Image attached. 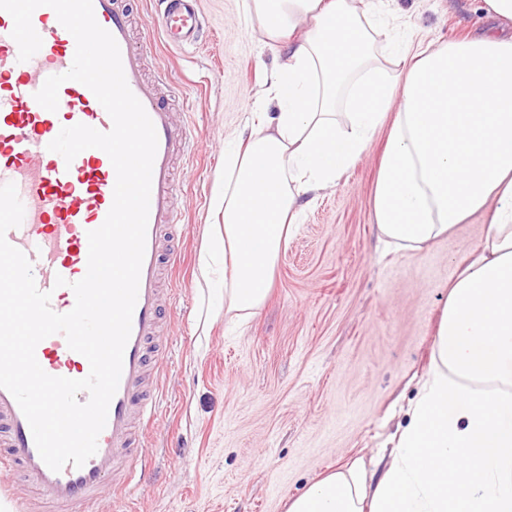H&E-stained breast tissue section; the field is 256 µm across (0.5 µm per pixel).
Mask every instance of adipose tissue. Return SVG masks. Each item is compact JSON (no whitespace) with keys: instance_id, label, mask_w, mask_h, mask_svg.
I'll return each instance as SVG.
<instances>
[{"instance_id":"1","label":"adipose tissue","mask_w":512,"mask_h":512,"mask_svg":"<svg viewBox=\"0 0 512 512\" xmlns=\"http://www.w3.org/2000/svg\"><path fill=\"white\" fill-rule=\"evenodd\" d=\"M274 43L294 40L274 79L277 112L228 138L211 206L223 231L199 273L224 256V306L264 303L297 199L361 156L393 102L373 196L382 238L418 249L474 214L483 241L457 266L430 369L380 474L356 460L286 512H512V37L493 33L428 51L398 49L403 81L380 79L381 22L355 0H249ZM306 25L296 38L298 25Z\"/></svg>"}]
</instances>
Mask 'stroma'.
I'll return each mask as SVG.
<instances>
[{
	"mask_svg": "<svg viewBox=\"0 0 512 512\" xmlns=\"http://www.w3.org/2000/svg\"><path fill=\"white\" fill-rule=\"evenodd\" d=\"M246 0H201L202 39L180 49L152 35L149 70L180 93L178 119L198 132L180 160L175 229L182 263L174 317L160 338L168 366L149 461L130 478L122 512H286L290 499L347 462L391 454L426 375L448 286L482 240L474 215L446 239L394 250L378 238L373 188L388 133L379 128L353 167L320 189L282 248L271 293L244 323L198 277L216 218L224 140L249 112L274 109L271 78L288 61ZM389 31L437 49L496 28L484 0H364Z\"/></svg>",
	"mask_w": 512,
	"mask_h": 512,
	"instance_id": "1",
	"label": "stroma"
}]
</instances>
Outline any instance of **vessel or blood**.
<instances>
[{"label":"vessel or blood","mask_w":512,"mask_h":512,"mask_svg":"<svg viewBox=\"0 0 512 512\" xmlns=\"http://www.w3.org/2000/svg\"><path fill=\"white\" fill-rule=\"evenodd\" d=\"M158 2L155 23L163 41L171 47L197 43L204 28L198 0ZM93 8L98 24L116 39L128 86L157 132L145 253L121 378L95 455L82 467L69 463L61 471L50 470L15 399L0 388V471L17 477L0 490L28 512H91L102 498L125 495L142 431L153 425L159 401L151 376L162 366L158 339L171 318L160 277L163 268L175 270L181 262L180 251L169 243V231L181 217L174 155L176 147L190 148L193 129L177 122L162 93L167 74L160 70L147 76V45L133 34L132 9L124 0H93ZM32 25L42 46L22 62L11 36L13 19L0 11V185L15 184L25 208L21 225L6 238L30 261L38 289L51 292V308L65 313L75 304L72 282L87 272V234L102 226L112 205L116 172L103 150L86 149L68 163L48 145L62 128L82 123L107 132L113 123L93 92L76 81L60 86L57 111L39 105L35 93L49 76L70 69L76 41L50 7L37 8ZM59 277L66 286H56ZM35 356L53 376L81 379L90 370L87 359L70 350L60 333L43 339Z\"/></svg>","instance_id":"vessel-or-blood-1"}]
</instances>
